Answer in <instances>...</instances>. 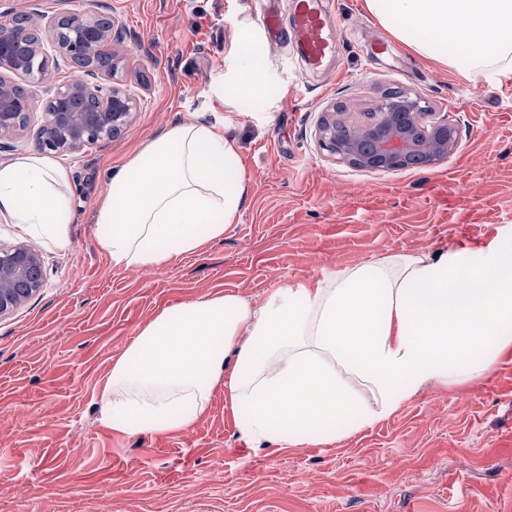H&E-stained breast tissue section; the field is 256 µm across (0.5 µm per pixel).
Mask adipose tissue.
<instances>
[{"label": "adipose tissue", "instance_id": "1", "mask_svg": "<svg viewBox=\"0 0 512 512\" xmlns=\"http://www.w3.org/2000/svg\"><path fill=\"white\" fill-rule=\"evenodd\" d=\"M416 54L466 75L512 79V0H365ZM215 95L269 111L275 87L258 27L238 23ZM70 172L31 152L0 162V211L70 246ZM245 165L228 130L181 123L118 171L95 209L113 265L152 269L222 239L239 219ZM512 353V227L471 251L391 253L253 306L234 293L166 309L113 363L98 396L113 431L168 435L207 410L216 385L244 440L329 444L391 415L428 384L477 379ZM361 383L352 390L350 380Z\"/></svg>", "mask_w": 512, "mask_h": 512}]
</instances>
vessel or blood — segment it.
<instances>
[{
  "instance_id": "obj_1",
  "label": "vessel or blood",
  "mask_w": 512,
  "mask_h": 512,
  "mask_svg": "<svg viewBox=\"0 0 512 512\" xmlns=\"http://www.w3.org/2000/svg\"><path fill=\"white\" fill-rule=\"evenodd\" d=\"M292 27L283 29L279 23V12L271 0H262L261 22L270 43L293 39L301 44L308 61L317 66L336 49L332 39L333 29L328 25L329 16L323 0H291Z\"/></svg>"
}]
</instances>
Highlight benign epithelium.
<instances>
[{
  "label": "benign epithelium",
  "instance_id": "benign-epithelium-1",
  "mask_svg": "<svg viewBox=\"0 0 512 512\" xmlns=\"http://www.w3.org/2000/svg\"><path fill=\"white\" fill-rule=\"evenodd\" d=\"M48 42L61 56L80 58L84 65L43 101L36 147L67 154L119 136L138 104L115 82L130 49L112 17L98 12L50 16L42 11H1L0 139L25 132L35 108L32 93L3 73L46 75ZM347 111L342 105L330 113L320 126V139L338 159L362 169L399 170L414 157L431 166L458 146L456 124L432 118L427 101L418 94L403 91L386 97L361 122L345 121ZM43 281L38 251L25 245L0 247V315L25 302Z\"/></svg>",
  "mask_w": 512,
  "mask_h": 512
}]
</instances>
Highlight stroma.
<instances>
[{"mask_svg":"<svg viewBox=\"0 0 512 512\" xmlns=\"http://www.w3.org/2000/svg\"><path fill=\"white\" fill-rule=\"evenodd\" d=\"M112 16L138 50L119 73L139 108L117 138L54 155L70 172L67 250L0 216V247L28 245L42 288L0 316V512H512V359L463 386L422 387L389 417L327 445L254 448L216 386L207 412L168 435L118 434L97 398L112 362L163 309L313 282L389 253L474 248L512 225V80L463 77L395 40L364 0H328L336 54L311 67L270 51L275 103L226 107L235 25L255 0H0V11ZM411 90L459 129L429 169L369 171L319 142L351 114ZM231 123L248 177L238 223L164 267L113 265L94 232L106 175L173 125Z\"/></svg>","mask_w":512,"mask_h":512,"instance_id":"35a3bbf8","label":"stroma"}]
</instances>
